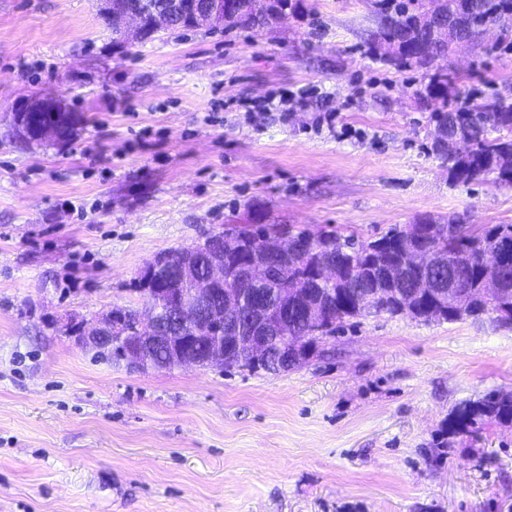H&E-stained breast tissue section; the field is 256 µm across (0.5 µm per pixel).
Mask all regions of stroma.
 Here are the masks:
<instances>
[{"mask_svg":"<svg viewBox=\"0 0 512 512\" xmlns=\"http://www.w3.org/2000/svg\"><path fill=\"white\" fill-rule=\"evenodd\" d=\"M378 21L376 0H304L271 32L118 46L95 0H0V512H512V428L448 432L512 391V328L354 319L276 375L135 371L66 330L141 308L147 261L255 215L365 239L512 224V188L453 183L429 152L432 69L387 64ZM435 68L463 103L512 97L494 36ZM45 94L81 118L68 145L12 130ZM512 422V392L491 391L484 397L456 409L448 419V432H470L478 421Z\"/></svg>","mask_w":512,"mask_h":512,"instance_id":"stroma-1","label":"stroma"}]
</instances>
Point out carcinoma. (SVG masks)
<instances>
[{
  "label": "carcinoma",
  "instance_id": "cac0c4a2",
  "mask_svg": "<svg viewBox=\"0 0 512 512\" xmlns=\"http://www.w3.org/2000/svg\"><path fill=\"white\" fill-rule=\"evenodd\" d=\"M301 0H224V11L232 20L224 29L271 31L277 27V16L288 9L295 11ZM462 13L465 22L443 40L438 30L448 24V18ZM492 23L500 37L512 36V0H385L382 4L374 48L387 49L386 61L400 69L413 65L430 68L436 59L449 54V45L470 41L482 27ZM416 98L431 107V121L442 137L431 142L430 151L448 169V178L455 183H468L478 178H492L500 185L512 187V100L492 96L469 107L458 104L456 81L451 74L435 75ZM414 227L424 232L420 247L436 254L426 268L404 263L401 239L405 226L396 224L374 239H361L355 233L336 230L312 231L308 228L286 229L275 224H247L233 232L245 246L236 255L224 252L223 235L211 234L192 253L193 263L203 273L216 261H224L226 275L232 281L226 288L242 287L247 265L267 261L260 244L266 239L289 234L296 250L274 259L276 271L266 287L286 288L293 282L297 291L285 294L283 301L298 305L316 300L322 307L319 327L322 336L336 333V328L352 319L365 317L359 304L368 292L376 294L372 315H397L401 305L416 310L418 316H428L431 303L422 291L426 281L444 288L454 281L465 286L471 298L473 314L492 317L499 327L512 325V259L499 274L501 297L491 305L483 301V274L477 256L483 249L511 241L507 252L512 254V224L476 227L465 218L453 216L441 222L432 218L417 220ZM328 263L339 268L341 276L331 286L316 279L319 266ZM288 330L310 335L311 325L306 316L296 311L288 316ZM228 355L237 368L250 372H269L253 361L250 354L231 349ZM499 424L512 422V392L491 391L484 397L456 409L448 419V433L469 432L482 420Z\"/></svg>",
  "mask_w": 512,
  "mask_h": 512
}]
</instances>
